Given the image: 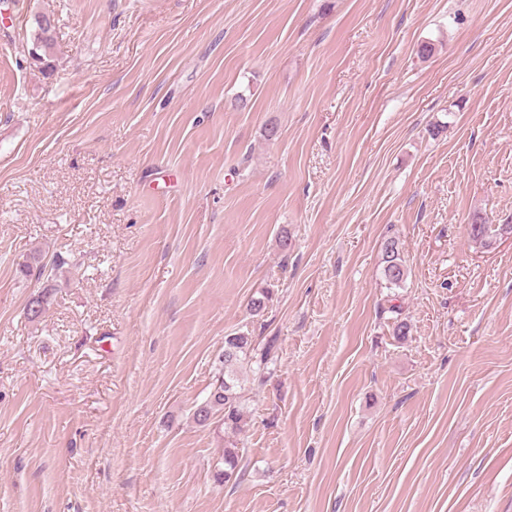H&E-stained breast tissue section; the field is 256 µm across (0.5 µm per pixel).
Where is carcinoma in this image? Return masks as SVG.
Instances as JSON below:
<instances>
[{
    "label": "carcinoma",
    "instance_id": "obj_1",
    "mask_svg": "<svg viewBox=\"0 0 512 512\" xmlns=\"http://www.w3.org/2000/svg\"><path fill=\"white\" fill-rule=\"evenodd\" d=\"M35 34L32 48L35 52L29 54L33 63L45 67L49 66L46 58L47 50L53 41L55 24L46 20V15H35ZM500 230L482 218H476L468 225L469 238L474 242L485 246L492 241ZM64 260L59 255L45 259L40 253L34 252L20 265V273L28 279L37 282L48 279L55 269L62 267ZM381 276L388 288H402L405 286L408 268L403 255L400 242L395 237H388L382 243L381 248ZM273 291L264 288L258 295L249 301V310L253 316H261L267 310L271 302ZM51 288L45 286L42 290L32 293L27 303V314L30 320H35L44 313L50 303ZM276 338L270 337L259 341L246 334H234L224 340V352L219 358L220 368L207 398L195 406L193 419L200 426H209L218 423L224 426V433L234 434L240 429L243 418V403L245 401V387L240 381L239 372L243 367H248L254 373V381L258 385H264L270 374L271 365L275 364ZM224 467L216 471V479L227 483L237 476L239 455L237 446L231 440L225 441Z\"/></svg>",
    "mask_w": 512,
    "mask_h": 512
}]
</instances>
